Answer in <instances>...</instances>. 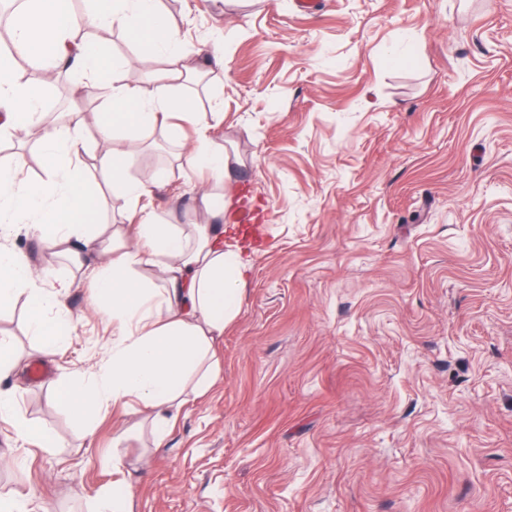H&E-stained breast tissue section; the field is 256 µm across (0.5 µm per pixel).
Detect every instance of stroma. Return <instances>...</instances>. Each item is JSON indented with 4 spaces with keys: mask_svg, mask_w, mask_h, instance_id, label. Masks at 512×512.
Returning <instances> with one entry per match:
<instances>
[{
    "mask_svg": "<svg viewBox=\"0 0 512 512\" xmlns=\"http://www.w3.org/2000/svg\"><path fill=\"white\" fill-rule=\"evenodd\" d=\"M201 49L200 111L242 164L231 219L257 250L219 377L156 445L136 400L83 427L55 400L92 375L112 320L88 282L65 298L67 343L43 356L25 297L0 319L21 363L0 389L44 449L0 419V498L32 512H512V0H159ZM127 85L165 69L116 30ZM46 111L107 109L78 78L33 81ZM153 135L126 175L177 167L152 199L189 210L207 178ZM44 290L76 276L19 230ZM49 367L29 378L33 363ZM16 398L10 391H0V418L15 419ZM16 434L23 440H33L38 443L41 448H53L56 445V436L33 425L27 421L15 419Z\"/></svg>",
    "mask_w": 512,
    "mask_h": 512,
    "instance_id": "obj_1",
    "label": "stroma"
}]
</instances>
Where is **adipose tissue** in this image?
Returning <instances> with one entry per match:
<instances>
[{
  "label": "adipose tissue",
  "instance_id": "1",
  "mask_svg": "<svg viewBox=\"0 0 512 512\" xmlns=\"http://www.w3.org/2000/svg\"><path fill=\"white\" fill-rule=\"evenodd\" d=\"M93 2L91 10L77 13L69 0H26L12 19L15 44L46 79L65 71L79 75L112 109L102 114L93 140L84 113L46 122L40 99L16 76L12 56H0V137L13 140L40 129V150L50 163L45 177L33 180L23 151L0 156V234L24 224L45 246L63 249L76 266L95 256L92 294L111 310L120 333L90 378L59 382L56 401L90 427L108 403L136 399L160 443L170 432L174 405L184 404L186 393L203 395L217 380L215 343L237 317L250 275L239 230L224 221L225 179L240 159L211 135L222 113L198 112L190 97L175 96L179 82L197 71L195 55L157 0ZM86 27L126 31L162 55L166 69L145 74L134 86L116 83L115 61L78 39ZM185 125L194 133L189 145L177 134ZM157 133L177 147L178 159L209 177L192 223H170L150 204L173 169L158 170L149 183L126 176L130 159ZM92 169L111 180L113 195L129 202L126 224L112 223L96 206L100 193L90 185ZM142 267L163 272V291L137 279ZM69 287L63 280L43 292L27 255L0 245V316L26 296L28 328L44 351L57 350L71 333L61 300Z\"/></svg>",
  "mask_w": 512,
  "mask_h": 512
}]
</instances>
